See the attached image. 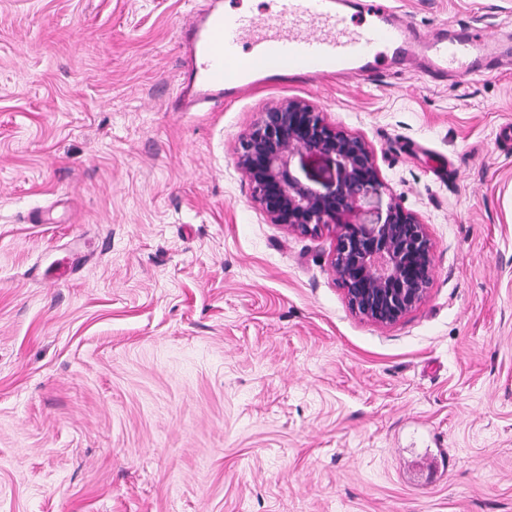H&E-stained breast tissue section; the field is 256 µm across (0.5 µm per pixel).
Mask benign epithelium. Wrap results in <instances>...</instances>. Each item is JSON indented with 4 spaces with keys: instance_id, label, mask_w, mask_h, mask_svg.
Returning <instances> with one entry per match:
<instances>
[{
    "instance_id": "1",
    "label": "benign epithelium",
    "mask_w": 512,
    "mask_h": 512,
    "mask_svg": "<svg viewBox=\"0 0 512 512\" xmlns=\"http://www.w3.org/2000/svg\"><path fill=\"white\" fill-rule=\"evenodd\" d=\"M322 158L328 175L308 161ZM235 164L272 224L302 236L335 234L329 269L350 310L380 326L419 306L432 282L426 225L393 198L360 136L327 123L307 101L288 98L260 114ZM360 212L351 222L347 216Z\"/></svg>"
}]
</instances>
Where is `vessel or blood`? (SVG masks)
<instances>
[{"label":"vessel or blood","instance_id":"obj_1","mask_svg":"<svg viewBox=\"0 0 512 512\" xmlns=\"http://www.w3.org/2000/svg\"><path fill=\"white\" fill-rule=\"evenodd\" d=\"M279 19L212 9L179 29L184 47L178 112L223 104L255 85L251 61L266 57L293 77L355 79L424 66L445 76L512 70V33L441 26L416 33L389 0H273Z\"/></svg>","mask_w":512,"mask_h":512}]
</instances>
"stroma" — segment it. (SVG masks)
<instances>
[{"label": "stroma", "instance_id": "1", "mask_svg": "<svg viewBox=\"0 0 512 512\" xmlns=\"http://www.w3.org/2000/svg\"><path fill=\"white\" fill-rule=\"evenodd\" d=\"M209 5L0 0V512H512V72L169 111ZM392 5L512 25V0ZM289 97L427 227L431 287L393 325L235 165Z\"/></svg>", "mask_w": 512, "mask_h": 512}]
</instances>
